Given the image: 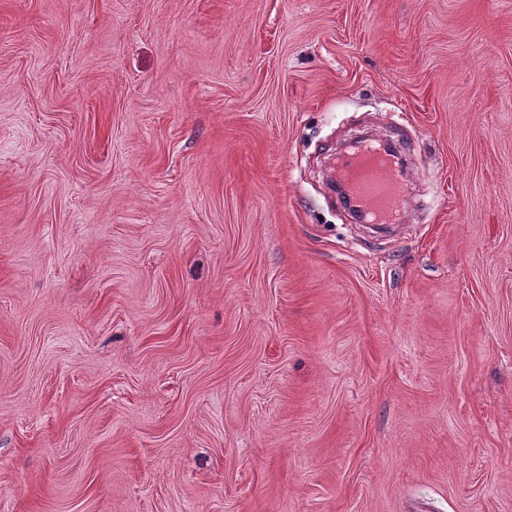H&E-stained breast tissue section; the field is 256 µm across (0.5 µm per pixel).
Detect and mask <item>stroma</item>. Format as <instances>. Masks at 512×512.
Listing matches in <instances>:
<instances>
[{
    "mask_svg": "<svg viewBox=\"0 0 512 512\" xmlns=\"http://www.w3.org/2000/svg\"><path fill=\"white\" fill-rule=\"evenodd\" d=\"M0 512H512V0H0ZM382 152L387 159V167L369 174L359 184H354L350 194L355 204L366 216V221L373 224H387L396 221L406 206V183L404 176L396 167L392 156L376 141L363 143L360 152L339 159L338 166H353L358 155Z\"/></svg>",
    "mask_w": 512,
    "mask_h": 512,
    "instance_id": "stroma-1",
    "label": "stroma"
}]
</instances>
